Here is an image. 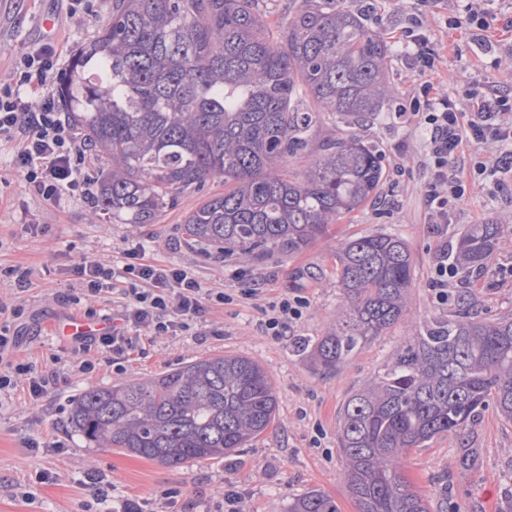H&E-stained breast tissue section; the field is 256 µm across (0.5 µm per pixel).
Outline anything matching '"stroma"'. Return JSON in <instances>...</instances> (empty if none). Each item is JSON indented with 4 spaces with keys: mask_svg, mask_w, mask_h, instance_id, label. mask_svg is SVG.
Segmentation results:
<instances>
[{
    "mask_svg": "<svg viewBox=\"0 0 512 512\" xmlns=\"http://www.w3.org/2000/svg\"><path fill=\"white\" fill-rule=\"evenodd\" d=\"M106 0H86L72 9L70 0H0V84L8 82L22 56L47 42L62 46L61 66H69L75 49L92 39L106 19ZM456 0H439L419 12L417 0H375L367 23L396 42L403 27L422 15L425 31L439 47L434 76L449 91L477 82L512 92L498 62L512 55V0H486L490 27L482 35L451 28L445 20ZM53 19L47 37L43 19ZM363 136L385 151L386 181L379 200L328 226L323 237L303 252L267 254L246 264L234 257L185 242L182 224L203 195L223 192L224 181L210 180L203 194L182 196L153 224L130 227L111 219H93L94 206L79 198L55 206L27 193L10 151L0 152V299H18L25 321L0 314V325L18 331L12 363L36 371H55L54 392L32 402L24 377L0 391V512H112L125 499L143 512H225L224 496L239 495L238 512H284L291 498L318 489L332 497L340 512H356L341 480L338 420L345 401L385 363L403 335L402 327L377 337L340 370L327 373L293 353L300 336H320L338 314L336 249L347 239L374 232H396L415 257V288L410 320L442 312L429 286L442 251L469 224H483L512 212V181L499 191L473 186L447 223L426 219L421 165L423 139L398 124L393 112L381 113L361 127ZM145 246L148 261L189 269L204 288L227 294L224 304L209 307L194 330L179 336L144 337L140 350L112 365L96 354V372L86 376L71 362L69 344L57 322L76 312L112 314L111 303L79 290L73 269L97 258L123 262L126 253ZM256 289L254 299L243 290ZM452 291L471 292L476 308L492 317L512 310V245L493 256L482 270L457 275ZM305 302L282 340L265 334L270 307L284 298ZM234 354L259 363L269 373L278 406L274 422L238 456L168 467L117 448H97L70 425L72 403L91 384L107 387L123 378H147L200 357ZM35 447H27V440ZM478 452L475 465H461L466 449ZM406 473L414 488L450 512H512V424L494 407L480 410L459 434L435 440L410 454ZM50 479L38 484L36 472ZM108 488L105 502L93 501L92 482Z\"/></svg>",
    "mask_w": 512,
    "mask_h": 512,
    "instance_id": "1",
    "label": "stroma"
}]
</instances>
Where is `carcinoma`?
Instances as JSON below:
<instances>
[{"label":"carcinoma","mask_w":512,"mask_h":512,"mask_svg":"<svg viewBox=\"0 0 512 512\" xmlns=\"http://www.w3.org/2000/svg\"><path fill=\"white\" fill-rule=\"evenodd\" d=\"M259 2L108 0L104 24L73 57L81 82L67 114L103 163L98 211L112 222L152 224L181 196L222 178L224 193L204 198L182 231L247 263L303 250L377 197L382 148L354 128L394 101L387 65L395 47L345 0H297L271 38ZM321 112L351 132L316 149ZM314 151L304 171L286 170L287 159ZM511 226L509 213L467 225L448 263L464 273L483 268ZM413 277L398 234L342 242L336 324L296 339L294 351L325 372L339 369L403 320ZM489 404L512 423V312L484 317L463 291L448 314L408 324L390 359L343 407L341 480L357 512H433L407 478L408 455L458 434ZM276 407L265 368L216 355L153 378L90 385L70 423L99 448L181 466L240 452ZM287 512L339 508L312 490Z\"/></svg>","instance_id":"carcinoma-1"}]
</instances>
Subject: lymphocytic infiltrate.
<instances>
[{"instance_id": "obj_1", "label": "lymphocytic infiltrate", "mask_w": 512, "mask_h": 512, "mask_svg": "<svg viewBox=\"0 0 512 512\" xmlns=\"http://www.w3.org/2000/svg\"><path fill=\"white\" fill-rule=\"evenodd\" d=\"M58 51L54 43L41 44L24 57L12 83L0 87V141L15 143L14 165L26 189L52 203L65 196L91 198L88 180L80 172L86 153L75 134L60 118L61 100L54 85L59 79ZM469 102L460 109L459 98ZM462 97L424 81L396 117L425 132L426 205L430 223L444 224L469 185L486 182L503 186L512 173V96L492 89L465 87ZM476 146L467 176L454 170L462 146ZM83 291L90 296L122 292L118 325L97 336L75 339L73 353L86 375L97 368L86 359L95 348L121 360L136 344L140 332L174 336L190 330L206 302L224 303L227 296L208 292L184 269L147 262L141 251L129 253L122 265L91 260L75 267Z\"/></svg>"}]
</instances>
